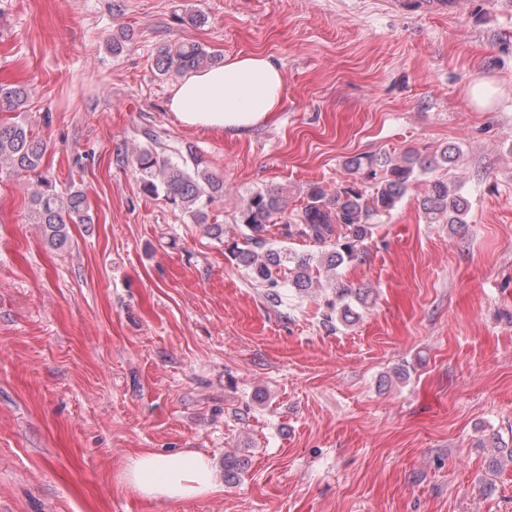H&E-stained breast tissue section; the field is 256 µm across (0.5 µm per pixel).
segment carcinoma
Returning <instances> with one entry per match:
<instances>
[{"label":"carcinoma","instance_id":"cac0c4a2","mask_svg":"<svg viewBox=\"0 0 512 512\" xmlns=\"http://www.w3.org/2000/svg\"><path fill=\"white\" fill-rule=\"evenodd\" d=\"M215 64V56L192 40L164 45L155 59L156 68L163 75L171 71L178 74L198 71ZM27 102L25 87H0L1 112H21ZM146 137L149 146L127 159L143 193L163 197L194 223L206 225L208 234L216 238L224 236L223 225L207 223L210 206L224 197V180L203 166L191 148H186L187 156L176 162L160 147L158 136L148 133ZM44 151L45 144L33 135L27 123L0 124L1 170L6 168L17 175L34 173L41 166ZM459 156V152L447 147L431 160L412 151L399 159L382 155L352 157L346 162L352 179L336 185L331 193L319 184L311 185L303 207L291 224L283 220L288 209L286 190H256L247 198L236 220L247 246L232 241L227 244V250L250 279L267 288L271 299H281L283 288L305 292L314 284V271L322 268L331 271L359 259L361 246L372 233L373 221L395 209L420 176L436 168L450 170ZM32 205L45 242L54 250L70 246V225L94 223L83 191L71 189L60 193L46 178L40 180V189L33 193ZM420 207L431 224L444 218L450 224H462L469 203L456 181L438 177L427 181ZM273 226L284 238L330 241L332 246L318 257L299 255L284 246L274 247L269 240Z\"/></svg>","mask_w":512,"mask_h":512}]
</instances>
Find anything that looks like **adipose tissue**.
Returning a JSON list of instances; mask_svg holds the SVG:
<instances>
[{
    "mask_svg": "<svg viewBox=\"0 0 512 512\" xmlns=\"http://www.w3.org/2000/svg\"><path fill=\"white\" fill-rule=\"evenodd\" d=\"M283 93V74L276 60L264 54H240L189 74L173 89L169 108L185 126L241 134L273 119ZM121 479L149 499L190 500L216 488L210 459L193 449L176 455L138 453L125 463Z\"/></svg>",
    "mask_w": 512,
    "mask_h": 512,
    "instance_id": "1",
    "label": "adipose tissue"
}]
</instances>
